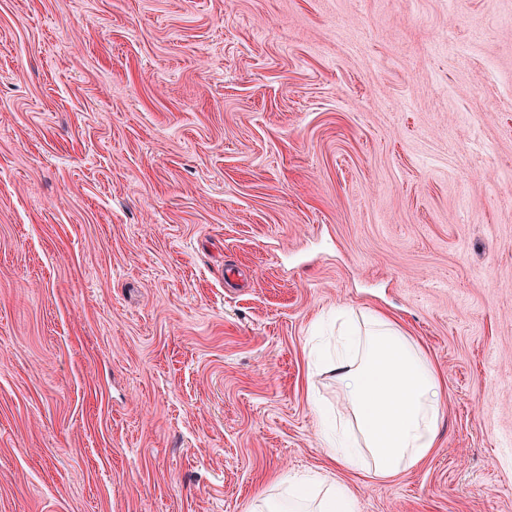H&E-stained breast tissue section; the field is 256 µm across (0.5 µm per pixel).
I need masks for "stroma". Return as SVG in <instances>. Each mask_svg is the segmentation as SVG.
<instances>
[{
	"mask_svg": "<svg viewBox=\"0 0 512 512\" xmlns=\"http://www.w3.org/2000/svg\"><path fill=\"white\" fill-rule=\"evenodd\" d=\"M341 310L445 383L331 466ZM512 512V0H0V512ZM262 512H356L349 487L328 471L288 486L280 498L263 499Z\"/></svg>",
	"mask_w": 512,
	"mask_h": 512,
	"instance_id": "stroma-1",
	"label": "stroma"
}]
</instances>
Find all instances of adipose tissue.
I'll use <instances>...</instances> for the list:
<instances>
[{"label":"adipose tissue","mask_w":512,"mask_h":512,"mask_svg":"<svg viewBox=\"0 0 512 512\" xmlns=\"http://www.w3.org/2000/svg\"><path fill=\"white\" fill-rule=\"evenodd\" d=\"M324 371L344 393L351 418L322 424L334 462L388 480L419 465L434 448L443 421L442 387L427 353L399 323L376 312L347 317ZM263 512H356L349 487L331 474L292 483Z\"/></svg>","instance_id":"adipose-tissue-1"}]
</instances>
